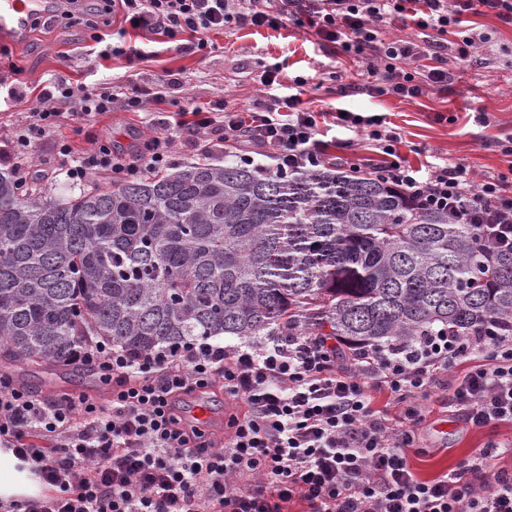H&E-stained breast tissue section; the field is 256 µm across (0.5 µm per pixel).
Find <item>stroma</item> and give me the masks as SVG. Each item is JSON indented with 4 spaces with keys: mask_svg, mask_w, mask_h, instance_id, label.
<instances>
[{
    "mask_svg": "<svg viewBox=\"0 0 512 512\" xmlns=\"http://www.w3.org/2000/svg\"><path fill=\"white\" fill-rule=\"evenodd\" d=\"M91 12L59 19L48 29L25 32L14 41L0 44V77L11 84L12 99L0 98V169L13 131L29 121L39 104L43 87L59 78L86 83H107L116 92L132 86L152 87L173 73L176 86L165 93L164 106L149 105L141 112L121 109L100 115L92 125L65 123L33 144L32 167L54 172V179L41 182L42 193L58 197L76 195L84 184L63 174L58 154L60 137H67L76 152L112 143L129 151L159 135V111L174 112L186 104L210 107L224 102L227 108L253 107L264 100L259 76L265 65L281 63L288 77L303 76L319 81L311 91L312 107L319 112L345 108L364 116L379 115L386 127L397 132L395 147L401 157L416 166L465 164L474 181L512 172V154L504 145L512 143V24L492 16H475L477 27L493 28L498 41L492 49L479 52L477 62L455 66L448 88L428 90L421 97L401 100L377 97L359 89L339 95L344 77L358 69L332 46L322 45L307 25L287 23L279 29L228 28L215 35L206 52L175 50L172 44L153 41L145 30L125 33L131 51L125 55L100 57L99 44L90 37ZM136 48L148 50L145 58L133 56ZM448 122L436 121V114ZM329 156L371 170L382 156L364 133L321 125ZM424 417L415 440L408 448L409 462L423 478L456 470L477 448L491 441L512 440V425L475 429L449 416L439 396L423 401Z\"/></svg>",
    "mask_w": 512,
    "mask_h": 512,
    "instance_id": "stroma-1",
    "label": "stroma"
}]
</instances>
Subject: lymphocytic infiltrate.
<instances>
[{
    "label": "lymphocytic infiltrate",
    "instance_id": "obj_1",
    "mask_svg": "<svg viewBox=\"0 0 512 512\" xmlns=\"http://www.w3.org/2000/svg\"><path fill=\"white\" fill-rule=\"evenodd\" d=\"M106 13L186 49L207 51L229 26L278 29L306 16L316 37L364 66L372 94L412 100L446 87L455 59L466 64L493 35L472 15L512 23V0H103ZM417 34L387 36L396 22ZM259 81L264 107L183 108L161 118L165 132L128 153L104 144L74 154L58 144L66 174L91 172L122 181L166 167L174 138L242 147V161L265 155L275 172L325 166L320 112L301 98L306 78L284 93L279 65ZM111 87L59 80L45 90L33 122L17 134L8 159L18 181L30 176L32 138L71 121L90 123L112 111ZM337 126L366 133L385 157L372 173L422 208L447 210L471 225L484 247L512 249V179L473 181L461 164L420 172L398 157L394 131L380 116H335ZM341 340L302 333L264 348L228 349L207 342L168 353L132 355L106 341L78 352L109 388L107 402L80 395L52 403L0 374V447L12 449L52 489L40 499L0 502V512H281L299 502L309 512H512V474L496 462L512 445L478 449L460 471L432 480L413 471L406 449L421 422V400L448 368L465 369L442 403L474 428L512 424V334L496 326L474 336L420 337L409 348L357 350L340 363ZM223 383L227 427L215 440L186 422L180 396ZM401 405L396 421L376 414L371 390Z\"/></svg>",
    "mask_w": 512,
    "mask_h": 512
}]
</instances>
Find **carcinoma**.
<instances>
[{"mask_svg": "<svg viewBox=\"0 0 512 512\" xmlns=\"http://www.w3.org/2000/svg\"><path fill=\"white\" fill-rule=\"evenodd\" d=\"M512 332V252L371 174L206 159L56 199L0 170V364L96 376L104 340L153 354L217 336L407 347Z\"/></svg>", "mask_w": 512, "mask_h": 512, "instance_id": "cac0c4a2", "label": "carcinoma"}]
</instances>
